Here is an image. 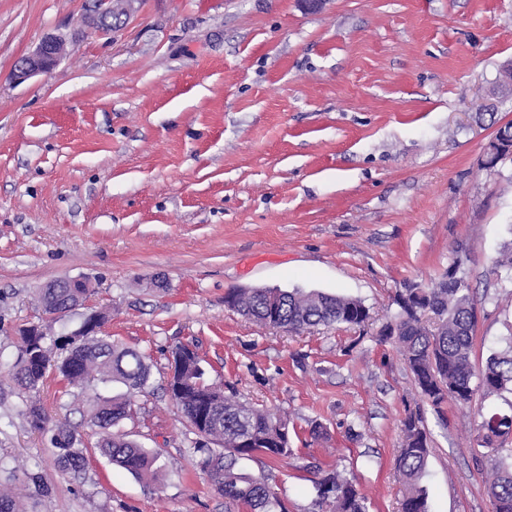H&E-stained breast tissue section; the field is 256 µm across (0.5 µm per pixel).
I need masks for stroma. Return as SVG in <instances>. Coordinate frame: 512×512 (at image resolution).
I'll return each instance as SVG.
<instances>
[{"label":"stroma","instance_id":"obj_1","mask_svg":"<svg viewBox=\"0 0 512 512\" xmlns=\"http://www.w3.org/2000/svg\"><path fill=\"white\" fill-rule=\"evenodd\" d=\"M87 0H0V485L22 512H227L198 466L196 436L164 387L192 343L224 392L287 417L288 459L256 455L288 512H313L314 467L351 479L369 512H400V421L420 402L405 362L374 341L397 292L438 281L464 249L477 323L472 362L512 330L493 271L512 238V160L483 164L496 124L475 107L512 60V0H141L117 33L83 32ZM81 31L50 73L16 61L50 31ZM86 280L102 335L144 353L153 393L119 429L162 452L144 483L96 448L90 402L118 382L39 399L77 427L81 477L57 470L8 373L20 329L46 323L48 282ZM300 288L361 300L364 327L301 334L229 308L232 288ZM87 308L46 323L78 329ZM512 398L427 414L429 512H492L475 458L481 413ZM324 434L313 437L312 425ZM36 474L50 489L28 483Z\"/></svg>","mask_w":512,"mask_h":512}]
</instances>
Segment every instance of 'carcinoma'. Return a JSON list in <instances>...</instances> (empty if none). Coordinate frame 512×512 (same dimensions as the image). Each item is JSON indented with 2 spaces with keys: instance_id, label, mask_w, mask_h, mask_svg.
Returning <instances> with one entry per match:
<instances>
[{
  "instance_id": "1",
  "label": "carcinoma",
  "mask_w": 512,
  "mask_h": 512,
  "mask_svg": "<svg viewBox=\"0 0 512 512\" xmlns=\"http://www.w3.org/2000/svg\"><path fill=\"white\" fill-rule=\"evenodd\" d=\"M494 272L512 282V240L504 244L494 261ZM90 289L42 288L38 303L48 315H60L82 306ZM270 294L280 296L278 318L288 331L299 333L319 325H364L368 308L359 300L322 291L259 288L249 297L230 290L226 298L239 297L237 310L260 319L267 314ZM397 313L376 334L379 343H391L403 356L424 406L410 410L400 422L402 441L395 458L396 470L405 482L402 512H428L427 492L421 485L430 454L431 435L425 423V408L438 417L443 406L452 402L471 406L477 392L485 396L512 395V329L504 337L505 346L494 349L478 372L472 365L475 307L464 272L455 263L431 288H406L397 294ZM10 378L19 390L33 399L28 406L30 427L50 435L52 455L58 469L77 478L85 469L86 454L80 433L65 422L49 424L44 409L34 402L47 375L60 374L71 386L87 388L98 376L118 381L126 394L92 403L89 425L97 430L96 448L113 465L139 480L155 481L161 472V454L148 450L114 428L133 414V398L146 392L151 365L144 354L118 344L106 336H23ZM185 392L169 394L193 431L211 436L222 445L213 451L207 444H194L203 454L200 468L214 489L245 512H288L284 501L263 477L241 472L239 461L261 454L283 460L292 454L288 448V423L274 414L257 409L205 381L200 357L185 367ZM496 415L480 424L477 438L479 458L493 473L488 494L492 512H512V447L506 440L512 434V416ZM314 504L318 512H368L364 496L353 482L334 471L317 469L313 480Z\"/></svg>"
}]
</instances>
